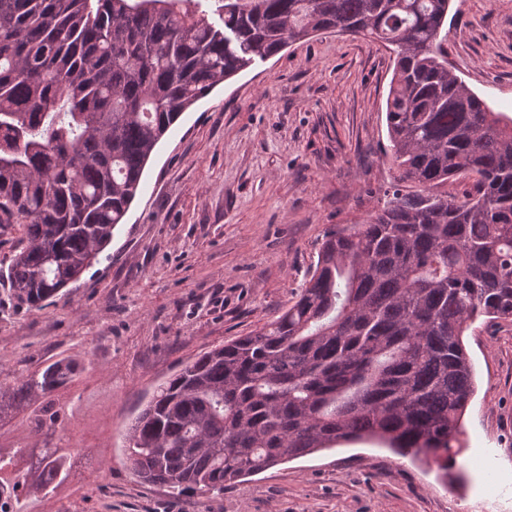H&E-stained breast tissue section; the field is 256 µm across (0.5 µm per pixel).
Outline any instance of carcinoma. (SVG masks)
<instances>
[{
  "label": "carcinoma",
  "mask_w": 512,
  "mask_h": 512,
  "mask_svg": "<svg viewBox=\"0 0 512 512\" xmlns=\"http://www.w3.org/2000/svg\"><path fill=\"white\" fill-rule=\"evenodd\" d=\"M0 0V225L23 226L0 279L29 307L87 268L124 223L145 165L216 86L325 32L391 46L386 100L399 171L366 222L329 231L281 314L161 385L129 431L132 474L176 495L375 438L443 469L461 451L475 375L470 324L512 320V118L448 70L450 0ZM473 181L459 199L435 192ZM57 360L0 406L73 380ZM33 466L67 478L58 449ZM25 474L0 480L24 512Z\"/></svg>",
  "instance_id": "obj_1"
}]
</instances>
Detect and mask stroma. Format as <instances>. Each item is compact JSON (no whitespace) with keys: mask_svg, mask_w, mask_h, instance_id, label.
Instances as JSON below:
<instances>
[{"mask_svg":"<svg viewBox=\"0 0 512 512\" xmlns=\"http://www.w3.org/2000/svg\"><path fill=\"white\" fill-rule=\"evenodd\" d=\"M448 67L512 117V0H451ZM381 43L322 33L255 61L182 114L156 147L111 244L39 310L0 282V384L60 359L81 370L48 400L0 410V455L26 470V512H512V321L464 336L476 392L442 469L375 440L344 443L176 496L131 473L127 434L186 363L280 314L325 234L364 223L397 175ZM55 448L66 480L36 490Z\"/></svg>","mask_w":512,"mask_h":512,"instance_id":"obj_1","label":"stroma"}]
</instances>
